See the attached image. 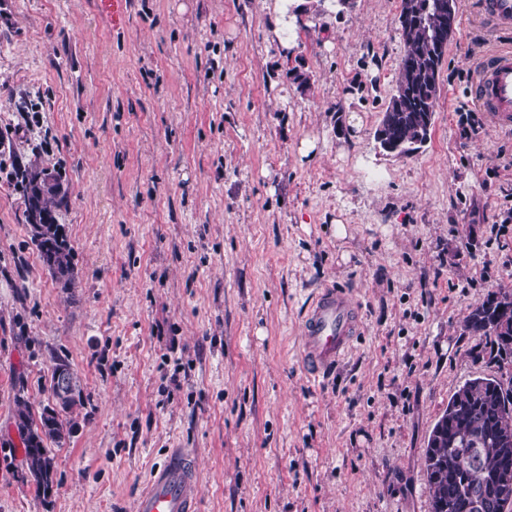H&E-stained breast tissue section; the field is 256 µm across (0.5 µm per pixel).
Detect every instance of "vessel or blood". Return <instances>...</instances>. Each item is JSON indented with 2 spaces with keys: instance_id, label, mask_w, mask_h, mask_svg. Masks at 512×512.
<instances>
[{
  "instance_id": "b4317fda",
  "label": "vessel or blood",
  "mask_w": 512,
  "mask_h": 512,
  "mask_svg": "<svg viewBox=\"0 0 512 512\" xmlns=\"http://www.w3.org/2000/svg\"><path fill=\"white\" fill-rule=\"evenodd\" d=\"M484 17L496 28L512 30V0H481ZM479 107L496 128L512 130V48L499 50L481 63L472 87ZM361 333V317L349 290L331 285L309 302L301 326V362L311 377L324 376L352 347ZM198 469L182 449H172L153 468L134 512H199Z\"/></svg>"
}]
</instances>
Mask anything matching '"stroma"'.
Listing matches in <instances>:
<instances>
[{
  "instance_id": "1",
  "label": "stroma",
  "mask_w": 512,
  "mask_h": 512,
  "mask_svg": "<svg viewBox=\"0 0 512 512\" xmlns=\"http://www.w3.org/2000/svg\"><path fill=\"white\" fill-rule=\"evenodd\" d=\"M400 5L323 0L285 52L261 0H0V512H133L171 448L201 512H430L429 434L497 371L463 319L512 287V131L469 95L512 32L457 0L430 138L395 157ZM16 155L67 192L72 288L30 241ZM331 284L364 330L315 380L300 324ZM59 358L83 405L45 495L15 396L52 404Z\"/></svg>"
}]
</instances>
